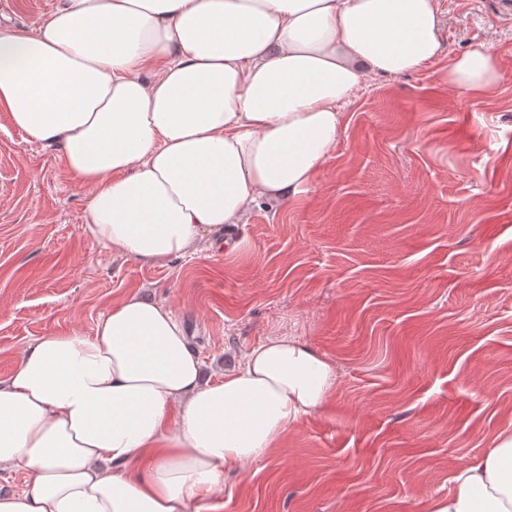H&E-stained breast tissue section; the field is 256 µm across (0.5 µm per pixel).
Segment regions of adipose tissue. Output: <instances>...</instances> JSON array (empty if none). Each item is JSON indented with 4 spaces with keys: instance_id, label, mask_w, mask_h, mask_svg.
<instances>
[{
    "instance_id": "adipose-tissue-1",
    "label": "adipose tissue",
    "mask_w": 512,
    "mask_h": 512,
    "mask_svg": "<svg viewBox=\"0 0 512 512\" xmlns=\"http://www.w3.org/2000/svg\"><path fill=\"white\" fill-rule=\"evenodd\" d=\"M441 22L437 0H54L32 33L0 27V110L60 151L95 239L177 258L306 192L364 78L438 59ZM498 75L484 44L448 83L478 96ZM336 383L294 336L204 380L170 307L126 295L0 379V472L27 484L0 512H207L225 472L268 457ZM426 512H512V432Z\"/></svg>"
}]
</instances>
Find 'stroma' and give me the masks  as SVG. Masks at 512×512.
Wrapping results in <instances>:
<instances>
[{
    "label": "stroma",
    "mask_w": 512,
    "mask_h": 512,
    "mask_svg": "<svg viewBox=\"0 0 512 512\" xmlns=\"http://www.w3.org/2000/svg\"><path fill=\"white\" fill-rule=\"evenodd\" d=\"M446 50L371 76L293 204L255 205L239 249L144 262L106 247L60 153L0 111V378L35 339L92 334L121 297L167 303L206 374L269 336L337 364L334 396L267 458L225 475L216 512H425L453 471L512 431V24L439 0ZM495 48L460 95L456 56ZM498 59L491 44L457 57L448 69V84L465 96H479L498 79Z\"/></svg>",
    "instance_id": "obj_1"
}]
</instances>
